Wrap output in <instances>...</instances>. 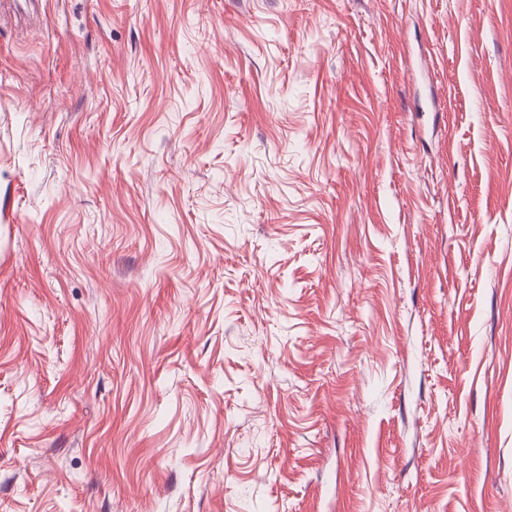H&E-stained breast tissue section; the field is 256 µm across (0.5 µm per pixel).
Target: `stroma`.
I'll list each match as a JSON object with an SVG mask.
<instances>
[{"label":"stroma","instance_id":"stroma-1","mask_svg":"<svg viewBox=\"0 0 512 512\" xmlns=\"http://www.w3.org/2000/svg\"><path fill=\"white\" fill-rule=\"evenodd\" d=\"M0 17V512H512V0Z\"/></svg>","mask_w":512,"mask_h":512}]
</instances>
